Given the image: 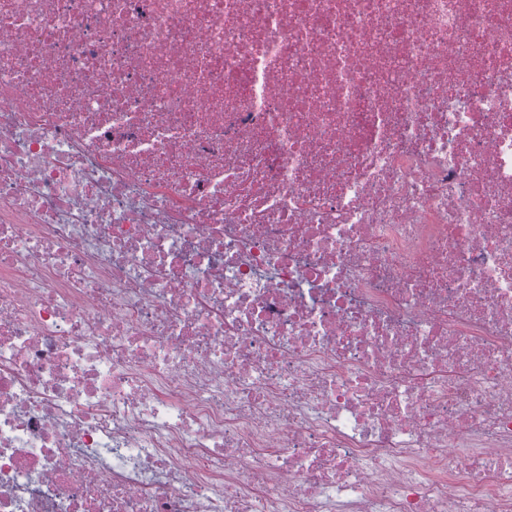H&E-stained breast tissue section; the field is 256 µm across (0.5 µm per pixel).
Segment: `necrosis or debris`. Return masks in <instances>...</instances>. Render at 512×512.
Instances as JSON below:
<instances>
[{
    "instance_id": "obj_1",
    "label": "necrosis or debris",
    "mask_w": 512,
    "mask_h": 512,
    "mask_svg": "<svg viewBox=\"0 0 512 512\" xmlns=\"http://www.w3.org/2000/svg\"><path fill=\"white\" fill-rule=\"evenodd\" d=\"M0 512H512V0H0Z\"/></svg>"
}]
</instances>
